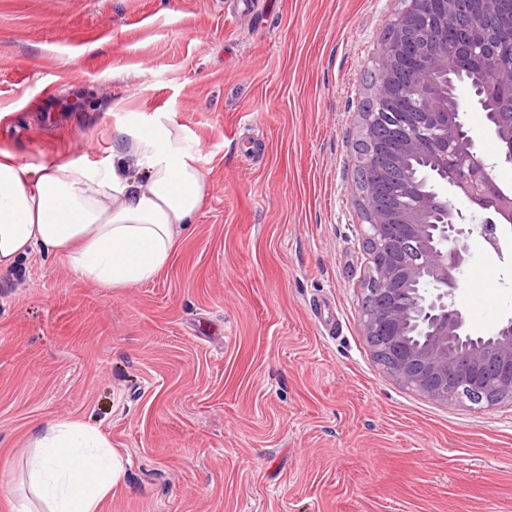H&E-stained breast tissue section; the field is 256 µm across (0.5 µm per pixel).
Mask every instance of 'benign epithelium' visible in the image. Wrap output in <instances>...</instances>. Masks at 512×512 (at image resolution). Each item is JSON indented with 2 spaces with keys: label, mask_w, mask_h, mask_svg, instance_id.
I'll return each mask as SVG.
<instances>
[{
  "label": "benign epithelium",
  "mask_w": 512,
  "mask_h": 512,
  "mask_svg": "<svg viewBox=\"0 0 512 512\" xmlns=\"http://www.w3.org/2000/svg\"><path fill=\"white\" fill-rule=\"evenodd\" d=\"M506 0H402L391 22L393 37L376 57L383 107L424 86L452 85L478 61L512 52V42L489 41L490 32L512 28ZM490 19L477 28L475 18ZM412 26L425 38L417 48L404 39ZM424 112H362L358 155L365 172L359 205L366 223L363 244L369 266L361 326L373 342L375 362L399 385L448 405L487 410L512 405V316L489 336L467 332L456 303L469 260L467 241L475 227L466 210L484 214L480 234L494 249L512 234V189L491 176L512 164V116L489 112L488 132L502 144L499 159L476 151L459 114L442 111L438 95ZM430 157L448 171L415 177L409 157ZM414 198L406 205L405 199Z\"/></svg>",
  "instance_id": "7a95c632"
}]
</instances>
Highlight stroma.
I'll return each instance as SVG.
<instances>
[{
    "label": "stroma",
    "mask_w": 512,
    "mask_h": 512,
    "mask_svg": "<svg viewBox=\"0 0 512 512\" xmlns=\"http://www.w3.org/2000/svg\"><path fill=\"white\" fill-rule=\"evenodd\" d=\"M400 0H0V148L106 161L185 128L209 196L171 266L102 288L35 250L0 273V512L51 420L125 461L97 512H512V406L398 385L361 329L365 73ZM57 87L59 119L27 107ZM469 240L472 334L512 316V241ZM492 283L484 305L476 281Z\"/></svg>",
    "instance_id": "1"
}]
</instances>
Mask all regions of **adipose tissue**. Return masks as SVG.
I'll return each instance as SVG.
<instances>
[{"mask_svg": "<svg viewBox=\"0 0 512 512\" xmlns=\"http://www.w3.org/2000/svg\"><path fill=\"white\" fill-rule=\"evenodd\" d=\"M106 163H23L0 149V272L32 250L66 259L104 288H133L170 264L208 197L186 131L163 117L119 123ZM41 512H97L123 474L106 435L79 420L49 421L33 437Z\"/></svg>", "mask_w": 512, "mask_h": 512, "instance_id": "ef3b65f1", "label": "adipose tissue"}]
</instances>
